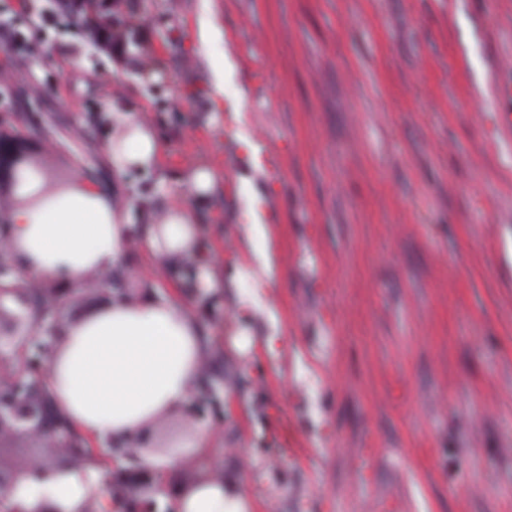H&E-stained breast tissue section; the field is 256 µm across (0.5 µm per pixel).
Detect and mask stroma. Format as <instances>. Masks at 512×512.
<instances>
[{"label": "stroma", "mask_w": 512, "mask_h": 512, "mask_svg": "<svg viewBox=\"0 0 512 512\" xmlns=\"http://www.w3.org/2000/svg\"><path fill=\"white\" fill-rule=\"evenodd\" d=\"M220 35L196 49L202 9ZM0 46V133L94 183L134 233L115 287L189 297L143 231L194 198L216 257L213 477L250 512H512V0H121ZM233 56L224 106L214 66ZM244 111H235L237 102ZM160 170L120 175L116 118ZM79 10L80 15L88 21V36L95 47L108 49L115 53L124 51L125 42L122 33L110 25H102L97 22V17L101 14L99 10L91 11L86 2ZM112 168L125 174L133 169L158 165L161 146L154 132L140 121L124 120L108 145Z\"/></svg>", "instance_id": "1"}]
</instances>
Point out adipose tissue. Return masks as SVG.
<instances>
[{
    "label": "adipose tissue",
    "instance_id": "1",
    "mask_svg": "<svg viewBox=\"0 0 512 512\" xmlns=\"http://www.w3.org/2000/svg\"><path fill=\"white\" fill-rule=\"evenodd\" d=\"M114 170L158 165L161 146L139 121H123L108 145ZM11 212L10 247L23 277L77 286L91 273L125 267L130 228L123 209L95 185L83 182L46 192L40 178L25 174ZM146 246L157 263L189 256L204 269L212 250L194 209L174 204L148 228ZM46 373L56 411L71 426L106 444L147 431L171 418L197 382L205 350L189 305L176 296L112 300L70 323ZM50 494L65 512L85 499H105L93 473L65 470L43 483L28 482L17 494L37 508ZM243 498L210 477L200 478L176 504L177 512H244Z\"/></svg>",
    "mask_w": 512,
    "mask_h": 512
}]
</instances>
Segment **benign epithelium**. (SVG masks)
Segmentation results:
<instances>
[{
	"label": "benign epithelium",
	"instance_id": "1",
	"mask_svg": "<svg viewBox=\"0 0 512 512\" xmlns=\"http://www.w3.org/2000/svg\"><path fill=\"white\" fill-rule=\"evenodd\" d=\"M35 171L43 177L44 190H57L52 175L35 160L27 140L6 138L0 133V209L14 207L22 199L18 188L23 175ZM10 225L0 216V495L18 483L42 481L68 467L101 469V482L120 506V512H176L182 489L167 482L148 465L123 467L122 459L136 458L128 443L113 440L112 466H103L100 449L77 433L54 409L45 386L48 364L59 341L57 311L76 294L102 290L112 284V275L89 277L81 286L65 282L37 284L19 276L18 267L1 242ZM12 302L13 307L6 306ZM34 442L45 454L25 460L10 457L17 442ZM7 512H61L46 498L33 510L22 500H13Z\"/></svg>",
	"mask_w": 512,
	"mask_h": 512
}]
</instances>
